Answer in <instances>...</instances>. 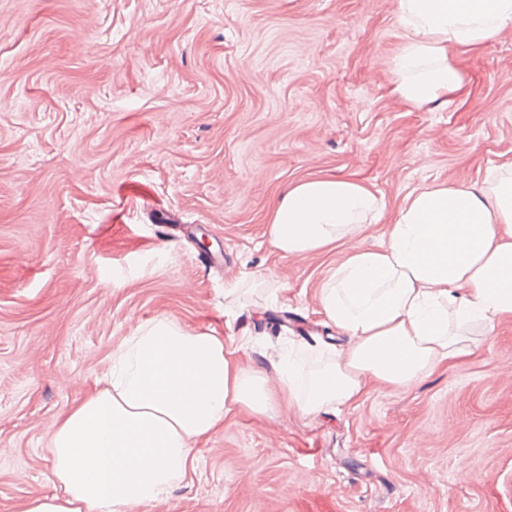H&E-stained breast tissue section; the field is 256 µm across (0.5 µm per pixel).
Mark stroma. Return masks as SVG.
<instances>
[{
  "label": "stroma",
  "mask_w": 512,
  "mask_h": 512,
  "mask_svg": "<svg viewBox=\"0 0 512 512\" xmlns=\"http://www.w3.org/2000/svg\"><path fill=\"white\" fill-rule=\"evenodd\" d=\"M403 41L396 0H0V512L51 494L55 421L155 319L266 371L289 341L300 379L330 363L318 297L343 252L267 235L294 183L392 209L512 159V29L455 56L448 107L393 94ZM475 342L334 412L225 420L140 512H512V324Z\"/></svg>",
  "instance_id": "stroma-1"
}]
</instances>
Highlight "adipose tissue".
Masks as SVG:
<instances>
[{
  "instance_id": "adipose-tissue-1",
  "label": "adipose tissue",
  "mask_w": 512,
  "mask_h": 512,
  "mask_svg": "<svg viewBox=\"0 0 512 512\" xmlns=\"http://www.w3.org/2000/svg\"><path fill=\"white\" fill-rule=\"evenodd\" d=\"M406 40L393 93L420 108L449 105L462 87L453 54L512 27V0H397ZM381 242L361 246L368 225ZM268 236L283 256L344 248L320 295L345 347L300 390L295 361L281 378L245 363L209 331L157 319L112 353L87 398L63 412L50 441L52 494L18 512H139L195 472V446L225 419L287 403L317 415L350 406L370 388H405L472 352L474 330L512 321V161L493 179L408 192L395 217L365 183L315 175L274 205Z\"/></svg>"
}]
</instances>
